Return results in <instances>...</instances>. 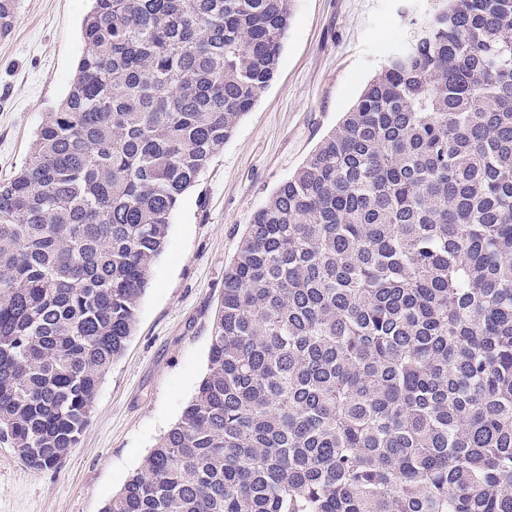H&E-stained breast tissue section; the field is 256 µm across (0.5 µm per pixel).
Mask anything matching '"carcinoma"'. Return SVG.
Returning a JSON list of instances; mask_svg holds the SVG:
<instances>
[{
	"instance_id": "cac0c4a2",
	"label": "carcinoma",
	"mask_w": 512,
	"mask_h": 512,
	"mask_svg": "<svg viewBox=\"0 0 512 512\" xmlns=\"http://www.w3.org/2000/svg\"><path fill=\"white\" fill-rule=\"evenodd\" d=\"M18 0H0V35ZM292 0H92L0 181V443L59 466ZM102 512H512V0H441L252 216L209 364Z\"/></svg>"
}]
</instances>
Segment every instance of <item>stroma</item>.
<instances>
[{"mask_svg":"<svg viewBox=\"0 0 512 512\" xmlns=\"http://www.w3.org/2000/svg\"><path fill=\"white\" fill-rule=\"evenodd\" d=\"M435 0H293L276 72L171 216L133 336L104 375L90 424L57 469L0 444V512H101L180 418L208 368L224 267L268 196L336 128ZM89 0H19L0 35V178L27 159L84 51Z\"/></svg>","mask_w":512,"mask_h":512,"instance_id":"obj_1","label":"stroma"}]
</instances>
